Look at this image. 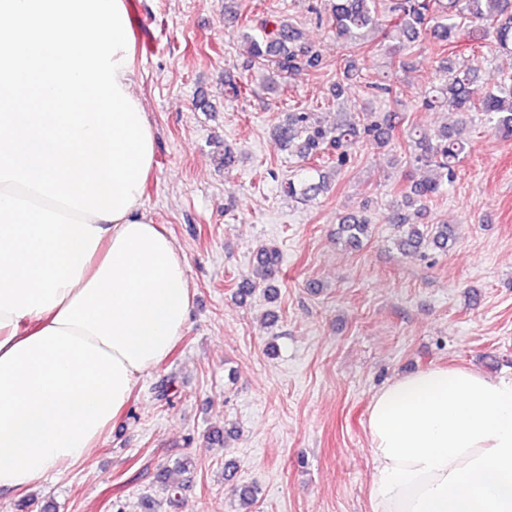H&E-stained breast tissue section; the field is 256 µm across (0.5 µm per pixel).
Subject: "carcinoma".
<instances>
[{
  "instance_id": "carcinoma-1",
  "label": "carcinoma",
  "mask_w": 512,
  "mask_h": 512,
  "mask_svg": "<svg viewBox=\"0 0 512 512\" xmlns=\"http://www.w3.org/2000/svg\"><path fill=\"white\" fill-rule=\"evenodd\" d=\"M329 22L348 49V55L336 62L334 94L343 95L346 82L359 76L355 53L373 39L381 27L383 0H329ZM390 30L411 42L429 37L448 44L461 37L473 42L472 62L447 69L444 84L436 93L425 98L429 108L447 106L463 113L477 112L492 135L512 137V76L504 78L496 89L483 91L476 85L478 49L487 35H492L497 47L512 53V0H394L389 8ZM241 39L250 62L262 71V83L274 92L294 72L315 71L322 65L320 51L304 43L300 32L285 16L266 20L258 30L244 28ZM396 122L389 113L363 112L357 117H344L331 127L324 126L314 112H290L286 121L277 126L276 137L289 155L313 161L307 174L298 180H288L283 192L290 198L309 200L329 187V175L323 168L324 158H334L333 171L349 160L352 150L361 143L385 148L394 140ZM409 147L416 162L432 171V176L413 180L405 187L402 203L388 215L395 226L396 247L404 252L419 253L428 246L446 252L455 239L448 224H420L406 213L415 208L421 215L428 203L448 189L462 155L473 148L472 135L466 128H444L435 135L411 127L407 130ZM372 233V220L361 213L341 216L338 236L350 247L360 246ZM281 258L279 250L261 247L252 271L237 284L236 296L243 299L256 289L272 290Z\"/></svg>"
}]
</instances>
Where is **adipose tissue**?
<instances>
[{
	"instance_id": "1",
	"label": "adipose tissue",
	"mask_w": 512,
	"mask_h": 512,
	"mask_svg": "<svg viewBox=\"0 0 512 512\" xmlns=\"http://www.w3.org/2000/svg\"><path fill=\"white\" fill-rule=\"evenodd\" d=\"M127 0H0V489L86 461L188 325L144 209L153 129ZM372 512H512V378L436 366L367 418Z\"/></svg>"
}]
</instances>
